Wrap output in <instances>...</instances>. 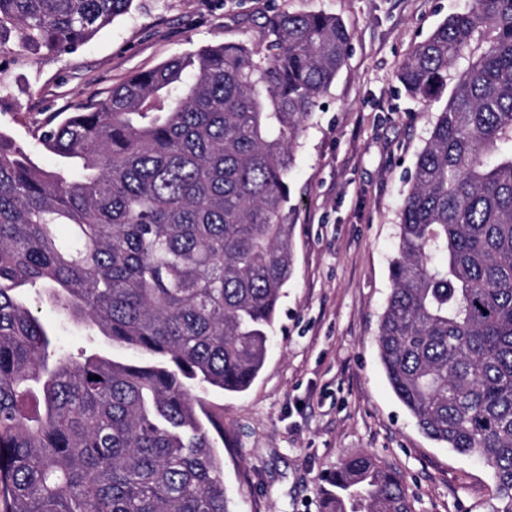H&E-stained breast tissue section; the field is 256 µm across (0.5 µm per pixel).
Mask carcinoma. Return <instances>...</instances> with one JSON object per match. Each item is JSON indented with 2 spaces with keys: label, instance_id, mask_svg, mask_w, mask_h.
Instances as JSON below:
<instances>
[{
  "label": "carcinoma",
  "instance_id": "1",
  "mask_svg": "<svg viewBox=\"0 0 512 512\" xmlns=\"http://www.w3.org/2000/svg\"><path fill=\"white\" fill-rule=\"evenodd\" d=\"M132 2L0 0V56L75 51ZM259 34L41 121L58 171L0 131L5 512H231L208 395L247 391L264 366L294 267V146L351 40L324 12H280ZM459 59L400 210L377 344L419 429L491 468L496 512H512V0H472L398 79L436 97ZM25 290L136 359L72 356ZM320 508L414 512L367 454L326 478Z\"/></svg>",
  "mask_w": 512,
  "mask_h": 512
}]
</instances>
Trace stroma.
<instances>
[{"label": "stroma", "instance_id": "obj_1", "mask_svg": "<svg viewBox=\"0 0 512 512\" xmlns=\"http://www.w3.org/2000/svg\"><path fill=\"white\" fill-rule=\"evenodd\" d=\"M470 0H134L71 53L0 57V128L46 170L36 122L89 93L205 45L258 43L280 11L339 16L344 67L295 147L288 185L295 269L264 367L224 410V483L233 512H319L327 475L367 453L403 479L415 512H493L490 468L428 439L392 391L376 345L410 175L446 97L408 95L401 61ZM40 320L72 353L109 351L48 303Z\"/></svg>", "mask_w": 512, "mask_h": 512}]
</instances>
